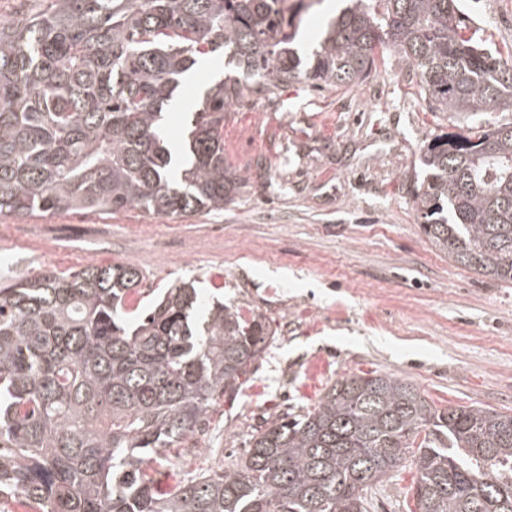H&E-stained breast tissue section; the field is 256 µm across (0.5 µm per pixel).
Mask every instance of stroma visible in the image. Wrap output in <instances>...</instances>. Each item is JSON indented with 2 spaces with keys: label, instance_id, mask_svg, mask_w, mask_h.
I'll return each instance as SVG.
<instances>
[{
  "label": "stroma",
  "instance_id": "1",
  "mask_svg": "<svg viewBox=\"0 0 512 512\" xmlns=\"http://www.w3.org/2000/svg\"><path fill=\"white\" fill-rule=\"evenodd\" d=\"M326 2L288 0L303 47L321 40ZM460 11L474 42L512 53V0H461ZM214 75L202 63L179 86L170 143ZM467 123L429 112L390 55L360 86L290 81L274 101L249 95L226 110L224 165L241 187L223 210L0 215V279L123 263L142 270L143 288L190 280L203 302L267 317L265 353L219 400L198 451L158 469L165 485L236 468L256 429L354 373L410 382L439 407L512 413V283L432 246L411 193L424 144ZM414 475L407 462L388 473L369 512H406Z\"/></svg>",
  "mask_w": 512,
  "mask_h": 512
}]
</instances>
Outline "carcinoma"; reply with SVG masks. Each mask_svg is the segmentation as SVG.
I'll list each match as a JSON object with an SVG mask.
<instances>
[{"mask_svg": "<svg viewBox=\"0 0 512 512\" xmlns=\"http://www.w3.org/2000/svg\"><path fill=\"white\" fill-rule=\"evenodd\" d=\"M457 2L351 0L304 59L286 0H34L0 22V215L221 210L240 188L228 106L301 76L363 84L388 53L430 111L469 118L420 155L427 241L511 283L512 122L492 114L512 98V54L465 37ZM216 54L241 77L201 93L173 153L163 108ZM143 279L111 264L0 285V512H368L367 490L408 457L409 512H512V414L440 409L376 371L255 431L236 469L161 488L150 465L174 466L274 332L261 313L200 311L189 282L134 306Z\"/></svg>", "mask_w": 512, "mask_h": 512, "instance_id": "obj_1", "label": "carcinoma"}]
</instances>
